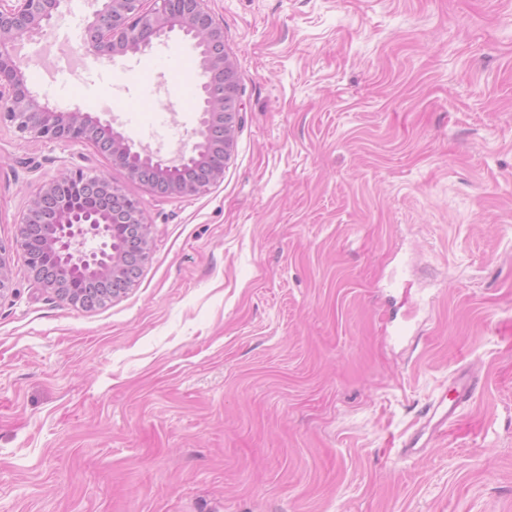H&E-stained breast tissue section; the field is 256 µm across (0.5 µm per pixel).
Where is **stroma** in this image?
Instances as JSON below:
<instances>
[{"mask_svg":"<svg viewBox=\"0 0 512 512\" xmlns=\"http://www.w3.org/2000/svg\"><path fill=\"white\" fill-rule=\"evenodd\" d=\"M242 112L223 180L163 197L93 146L0 124V512H512V0H207ZM68 0L26 43L39 100L162 153L198 125L174 33L81 53ZM64 168L141 200L135 284L86 310L14 242ZM408 336L397 337L399 325ZM481 390L407 456L425 405Z\"/></svg>","mask_w":512,"mask_h":512,"instance_id":"35a3bbf8","label":"stroma"}]
</instances>
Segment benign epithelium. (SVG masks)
Returning <instances> with one entry per match:
<instances>
[{
	"instance_id": "7a95c632",
	"label": "benign epithelium",
	"mask_w": 512,
	"mask_h": 512,
	"mask_svg": "<svg viewBox=\"0 0 512 512\" xmlns=\"http://www.w3.org/2000/svg\"><path fill=\"white\" fill-rule=\"evenodd\" d=\"M65 0H0V123L45 142L90 143L111 166L166 196L204 191L224 176L240 112L238 75L224 49V28L206 0H98L82 32L85 52L115 60L141 53L178 30L203 60L200 118L191 146L164 158L135 143L110 123L87 112H62L39 101L26 85L15 54L24 39L47 34ZM123 241L112 249V236ZM16 244L35 281L62 300L91 309L109 286L112 297L135 281L150 249L149 225L137 199L112 183L107 172L86 176L65 170L39 185L28 198ZM12 269L0 245V293L9 289Z\"/></svg>"
}]
</instances>
